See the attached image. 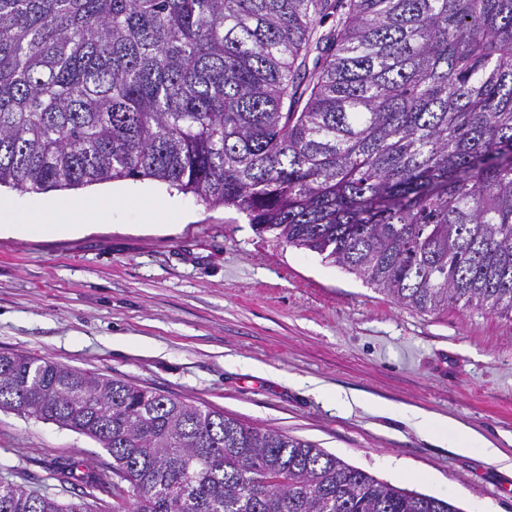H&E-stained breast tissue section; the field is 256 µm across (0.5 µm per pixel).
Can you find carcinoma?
Masks as SVG:
<instances>
[{
  "instance_id": "carcinoma-1",
  "label": "carcinoma",
  "mask_w": 512,
  "mask_h": 512,
  "mask_svg": "<svg viewBox=\"0 0 512 512\" xmlns=\"http://www.w3.org/2000/svg\"><path fill=\"white\" fill-rule=\"evenodd\" d=\"M152 179L427 313L512 319V0H0V187ZM112 512H461L316 444L0 354ZM0 512H88L0 482Z\"/></svg>"
}]
</instances>
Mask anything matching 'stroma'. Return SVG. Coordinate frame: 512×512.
<instances>
[{"mask_svg":"<svg viewBox=\"0 0 512 512\" xmlns=\"http://www.w3.org/2000/svg\"><path fill=\"white\" fill-rule=\"evenodd\" d=\"M158 231L0 237V353L126 380L313 442L376 478L512 512V320L403 307L233 208L179 194ZM499 449L457 451V427ZM112 457L0 409V481L82 500ZM62 479H55L56 471Z\"/></svg>","mask_w":512,"mask_h":512,"instance_id":"stroma-1","label":"stroma"}]
</instances>
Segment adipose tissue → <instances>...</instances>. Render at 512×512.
Masks as SVG:
<instances>
[{
  "mask_svg": "<svg viewBox=\"0 0 512 512\" xmlns=\"http://www.w3.org/2000/svg\"><path fill=\"white\" fill-rule=\"evenodd\" d=\"M131 195L112 187L86 195L40 196L8 206L0 205V233L15 236L74 234L112 225V213Z\"/></svg>",
  "mask_w": 512,
  "mask_h": 512,
  "instance_id": "obj_1",
  "label": "adipose tissue"
}]
</instances>
